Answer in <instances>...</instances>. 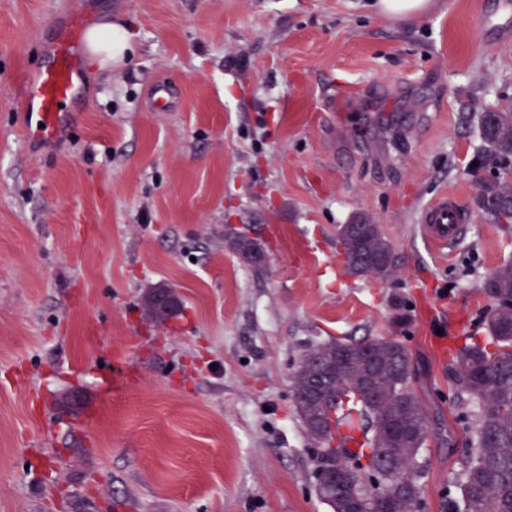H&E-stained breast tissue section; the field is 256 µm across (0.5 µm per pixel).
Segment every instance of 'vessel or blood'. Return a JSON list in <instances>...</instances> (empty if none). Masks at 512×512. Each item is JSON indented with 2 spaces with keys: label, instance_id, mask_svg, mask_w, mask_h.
Returning a JSON list of instances; mask_svg holds the SVG:
<instances>
[{
  "label": "vessel or blood",
  "instance_id": "b4317fda",
  "mask_svg": "<svg viewBox=\"0 0 512 512\" xmlns=\"http://www.w3.org/2000/svg\"><path fill=\"white\" fill-rule=\"evenodd\" d=\"M83 29L82 19L69 18L48 44L46 65L24 84L20 105L34 118L37 136H54L67 121L64 105L83 70ZM417 221L428 241L445 249L459 238L464 215L454 198L444 195L424 207Z\"/></svg>",
  "mask_w": 512,
  "mask_h": 512
}]
</instances>
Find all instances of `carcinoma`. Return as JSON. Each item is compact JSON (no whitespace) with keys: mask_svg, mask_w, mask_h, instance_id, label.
Wrapping results in <instances>:
<instances>
[{"mask_svg":"<svg viewBox=\"0 0 512 512\" xmlns=\"http://www.w3.org/2000/svg\"><path fill=\"white\" fill-rule=\"evenodd\" d=\"M480 157L494 162L475 201L485 218L512 236V104L478 117ZM336 239L358 276L384 280L392 249L377 224H341ZM484 294L494 303L483 341L463 346L454 380L475 404L473 448L453 484L448 512H512V261L491 273ZM147 310L165 320L179 298ZM410 354L393 338L329 340L305 351L292 376L297 413L316 447L318 470L341 458L349 463L334 483L314 490L332 512H420L417 456L428 437L426 414L409 387Z\"/></svg>","mask_w":512,"mask_h":512,"instance_id":"1","label":"carcinoma"}]
</instances>
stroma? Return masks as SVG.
Segmentation results:
<instances>
[{"mask_svg": "<svg viewBox=\"0 0 512 512\" xmlns=\"http://www.w3.org/2000/svg\"><path fill=\"white\" fill-rule=\"evenodd\" d=\"M375 2L0 0V512H331L291 375L368 337L410 353L423 512H448L473 409L438 344L484 336L482 282L512 260L472 174L479 114L512 97V31L480 19L512 0ZM73 15L132 50L28 136L15 100ZM444 192L466 223L443 254L416 217ZM361 215L389 280L344 270ZM155 288L180 300L163 324ZM430 0H378L377 8L383 14L409 20L429 7Z\"/></svg>", "mask_w": 512, "mask_h": 512, "instance_id": "1", "label": "stroma"}]
</instances>
